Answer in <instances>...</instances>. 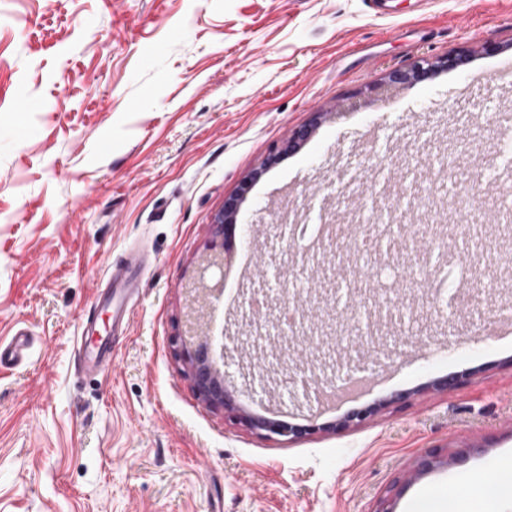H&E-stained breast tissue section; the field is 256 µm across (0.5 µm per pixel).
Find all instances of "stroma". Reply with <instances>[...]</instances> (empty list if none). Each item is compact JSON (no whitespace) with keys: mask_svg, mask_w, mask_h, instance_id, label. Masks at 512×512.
Wrapping results in <instances>:
<instances>
[{"mask_svg":"<svg viewBox=\"0 0 512 512\" xmlns=\"http://www.w3.org/2000/svg\"><path fill=\"white\" fill-rule=\"evenodd\" d=\"M0 0V341L27 329L24 361L0 369V512H512V222L493 218L474 160L512 140V0ZM463 65L372 92L422 58ZM321 122L296 150L288 136ZM470 137L464 151L460 138ZM456 151L457 165L441 166ZM259 172L241 203L224 278V369L241 408L302 425L381 404L363 424L266 439L198 396L171 338L184 329L181 284L214 215ZM421 197L415 221L471 262V310L430 300L398 352L353 367L370 379L323 404L313 384L278 390L242 368L234 337L261 277L325 284L297 253L264 237L328 213L360 234L380 213L384 240L360 271L397 263L432 273L430 240L406 246L386 198ZM481 220L472 259L449 220ZM145 244L153 262L117 360L77 370L80 321L112 258ZM338 314L374 309L369 283L336 280ZM465 374L458 387L431 383ZM449 450L453 462L418 472Z\"/></svg>","mask_w":512,"mask_h":512,"instance_id":"stroma-1","label":"stroma"}]
</instances>
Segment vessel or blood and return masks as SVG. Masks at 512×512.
<instances>
[{
  "label": "vessel or blood",
  "mask_w": 512,
  "mask_h": 512,
  "mask_svg": "<svg viewBox=\"0 0 512 512\" xmlns=\"http://www.w3.org/2000/svg\"><path fill=\"white\" fill-rule=\"evenodd\" d=\"M150 264L148 252L141 247L127 249L118 259L113 260L106 273L105 288L97 290L95 307L82 319L83 329L89 330L97 322V307L103 306L111 313L110 341L89 348L80 347L78 364L89 372L101 373L111 367L116 358L114 339L128 331L132 312L143 284V277ZM31 339L25 331H17L9 342H0V368L7 367L26 357Z\"/></svg>",
  "instance_id": "obj_1"
}]
</instances>
